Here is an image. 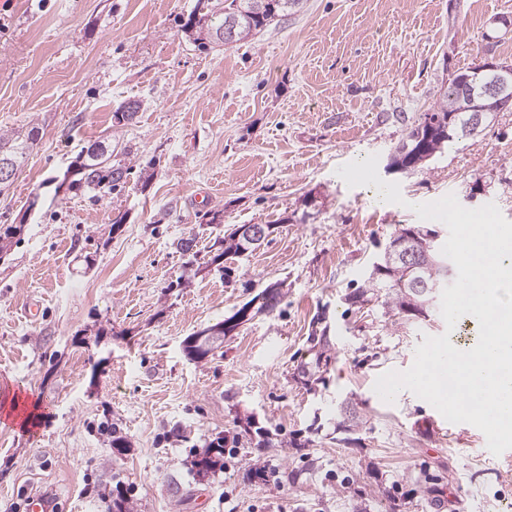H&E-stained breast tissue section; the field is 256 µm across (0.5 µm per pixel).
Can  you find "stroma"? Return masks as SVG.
I'll return each instance as SVG.
<instances>
[{
	"label": "stroma",
	"instance_id": "35a3bbf8",
	"mask_svg": "<svg viewBox=\"0 0 512 512\" xmlns=\"http://www.w3.org/2000/svg\"><path fill=\"white\" fill-rule=\"evenodd\" d=\"M195 0H0V132L39 139L0 194L25 231L0 260V405L38 403L28 429L0 422V512L48 492L55 512H512V449L478 451L468 423L436 426L410 390L384 402L425 337L473 348L479 326L440 312L412 323L353 302L412 207L454 194L512 221V111L423 169L385 166L405 123L452 74L512 64V0H303L263 32L202 49L183 32ZM136 120L112 123L124 102ZM111 137L122 188L60 183L89 142ZM377 155L403 204L374 205L340 166ZM479 185L471 194V185ZM270 224L254 252L210 266L221 227ZM122 218L113 228L114 218ZM197 241L196 266L174 246ZM275 308L197 362L184 339L269 285ZM42 304L32 320L25 300ZM324 329L328 365L310 336ZM356 403L359 428L340 429ZM129 441L113 449L100 422ZM224 464L201 474L216 437ZM269 447H259V439Z\"/></svg>",
	"mask_w": 512,
	"mask_h": 512
}]
</instances>
